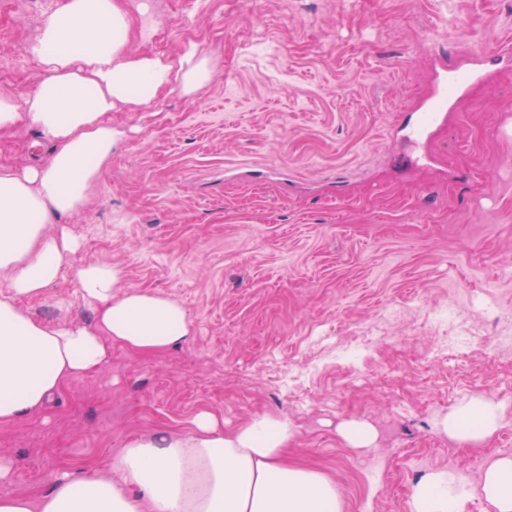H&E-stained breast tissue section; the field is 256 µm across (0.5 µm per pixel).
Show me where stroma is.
<instances>
[{"label":"stroma","mask_w":512,"mask_h":512,"mask_svg":"<svg viewBox=\"0 0 512 512\" xmlns=\"http://www.w3.org/2000/svg\"><path fill=\"white\" fill-rule=\"evenodd\" d=\"M59 0L0 7V93L37 82L30 46ZM176 62L207 58L211 79L149 107L111 113L123 134L79 214L62 218L74 259L106 263L124 290L179 301L178 347L111 345L34 416L0 426L12 465L0 496H37L56 473L109 465L131 438L286 419L288 456L336 483L343 512H408V491L448 465L469 471L462 512H494L476 488L512 439L454 445L437 421L472 399L512 396V63L445 113L421 141L404 124L432 91L435 59L512 38V0H126ZM21 123L0 132V164L47 162ZM37 320L90 325L70 280L27 304ZM454 311L474 342L434 352L435 315ZM371 348L345 357L356 336ZM369 423L373 447L338 428Z\"/></svg>","instance_id":"1"}]
</instances>
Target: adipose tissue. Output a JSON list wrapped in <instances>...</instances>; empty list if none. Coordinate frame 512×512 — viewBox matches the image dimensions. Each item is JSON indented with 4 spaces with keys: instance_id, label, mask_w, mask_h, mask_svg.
<instances>
[{
    "instance_id": "obj_1",
    "label": "adipose tissue",
    "mask_w": 512,
    "mask_h": 512,
    "mask_svg": "<svg viewBox=\"0 0 512 512\" xmlns=\"http://www.w3.org/2000/svg\"><path fill=\"white\" fill-rule=\"evenodd\" d=\"M131 19L121 0H62L44 13L31 48L40 77L25 95H0V131L27 121L52 143L41 166L0 165V424L39 413L69 380L100 367L114 342L142 353L177 347L192 332L183 305L159 294L120 292L108 264L78 263V241L59 227L81 211L120 134L110 114L153 103L172 85L192 94L210 80L190 50L171 62L129 49ZM79 288L93 325H47L25 307L62 276ZM499 409L475 400L442 419L449 437L477 443ZM286 420L259 416L225 429L198 413L189 432L130 439L105 469L57 474L36 498L0 496V512H341L336 485L288 459ZM478 490L496 512H512V457L493 460ZM466 497L443 471L414 485L410 512H460Z\"/></svg>"
}]
</instances>
